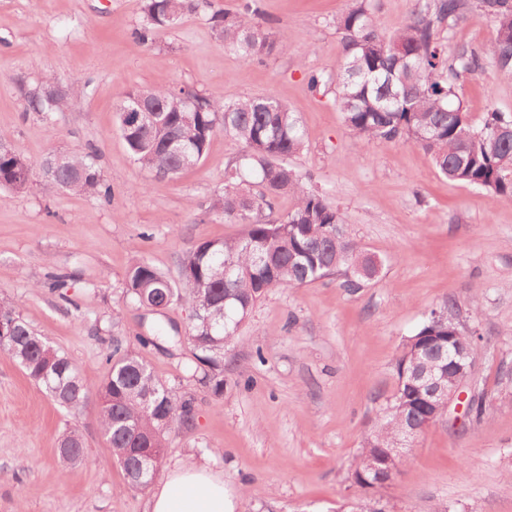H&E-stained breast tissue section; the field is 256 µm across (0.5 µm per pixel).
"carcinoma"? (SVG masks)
Instances as JSON below:
<instances>
[{
  "label": "carcinoma",
  "mask_w": 512,
  "mask_h": 512,
  "mask_svg": "<svg viewBox=\"0 0 512 512\" xmlns=\"http://www.w3.org/2000/svg\"><path fill=\"white\" fill-rule=\"evenodd\" d=\"M413 9L398 29L386 32L369 0L336 16L343 56L336 69L309 74L310 87H336V104L345 126L365 141H408L429 154L441 174L466 186L480 187L512 202V115L490 111L471 124L456 94L457 81L491 62L512 79V0H413ZM199 0H143V22L131 37L150 46L159 32L178 25L196 10ZM474 9L494 24V37L482 52L465 45L448 49V33ZM224 47L246 63L262 62L284 49L254 22L250 9L216 15ZM25 111L48 114L43 89L24 93ZM145 102L159 108L146 112L134 126L124 114ZM122 137L136 163L158 176L173 177L197 164L217 131L244 145L229 165L224 191L210 212L224 222L244 225L241 236L205 241L187 248L180 259L182 286L141 258L128 268L123 293L146 307L180 303L191 310L188 336L163 337L173 346L188 341L198 381L216 396L224 392V347L231 344L254 305L272 288H295L333 274L343 287L360 288L379 272L378 261L348 231L341 213L309 189L289 159L305 147L300 120L272 95L233 101L221 91L201 95L186 88L138 87L123 93L116 105ZM95 152L70 154L52 178L20 154L0 155V186L22 190L33 183L65 188L111 201L110 185L101 177ZM258 186L260 191L251 192ZM293 196V208L273 219L274 201ZM429 311L418 331L402 345L396 363L397 385L389 404L365 437L360 458L385 455L399 430L425 418L404 406L414 390L402 365L413 353L412 340L448 335V324ZM0 319L13 323L0 338V352L15 359L27 376L43 386L62 407L77 411L95 392L100 428L125 478L127 488L147 490L159 474L169 435L193 422L194 405L177 389L159 380L124 337L112 340L109 371L96 387L86 384L75 363L30 328L13 306L0 301ZM59 464L84 461L77 427L67 428L58 447ZM349 481L361 496L351 512H382L365 491L358 462Z\"/></svg>",
  "instance_id": "cac0c4a2"
}]
</instances>
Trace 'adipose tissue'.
I'll return each instance as SVG.
<instances>
[{
  "label": "adipose tissue",
  "mask_w": 512,
  "mask_h": 512,
  "mask_svg": "<svg viewBox=\"0 0 512 512\" xmlns=\"http://www.w3.org/2000/svg\"><path fill=\"white\" fill-rule=\"evenodd\" d=\"M150 512H234L224 491V478L208 457H195L166 476L149 503Z\"/></svg>",
  "instance_id": "obj_1"
}]
</instances>
